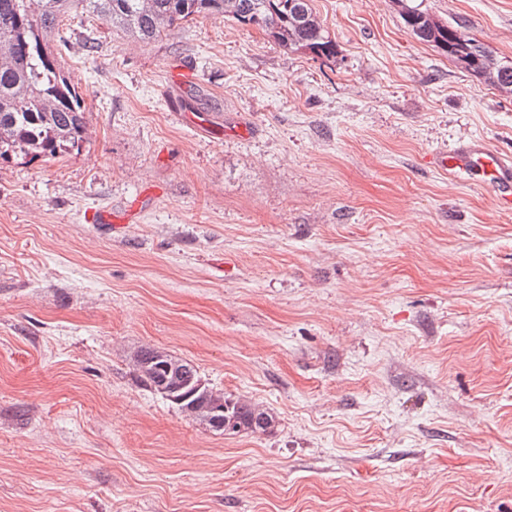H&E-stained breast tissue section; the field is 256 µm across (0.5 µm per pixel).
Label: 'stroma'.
Masks as SVG:
<instances>
[{"label": "stroma", "mask_w": 512, "mask_h": 512, "mask_svg": "<svg viewBox=\"0 0 512 512\" xmlns=\"http://www.w3.org/2000/svg\"><path fill=\"white\" fill-rule=\"evenodd\" d=\"M406 4L512 64V0H310L329 59L65 23L87 138L0 164V512H512V210L430 162L512 155V92ZM144 347L274 431L185 416ZM403 20L412 36L438 48L468 73L495 87L512 90V66L497 61L478 41L435 21L417 7L406 6Z\"/></svg>", "instance_id": "stroma-1"}]
</instances>
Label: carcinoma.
<instances>
[{
	"label": "carcinoma",
	"mask_w": 512,
	"mask_h": 512,
	"mask_svg": "<svg viewBox=\"0 0 512 512\" xmlns=\"http://www.w3.org/2000/svg\"><path fill=\"white\" fill-rule=\"evenodd\" d=\"M223 14L267 32L285 48H304L318 56L336 54V42L313 14L309 0H0V161L18 156L55 158L78 149L87 131L83 98L61 63L67 46L62 23L75 16L101 18L141 41L200 15ZM409 33L453 59L462 69L491 85L512 90V66L502 64L474 39L407 6ZM139 382L215 432H270L269 411L242 398L216 393L193 364L154 348L134 355Z\"/></svg>",
	"instance_id": "carcinoma-1"
}]
</instances>
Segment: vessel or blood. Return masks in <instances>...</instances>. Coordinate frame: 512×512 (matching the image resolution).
<instances>
[{
    "mask_svg": "<svg viewBox=\"0 0 512 512\" xmlns=\"http://www.w3.org/2000/svg\"><path fill=\"white\" fill-rule=\"evenodd\" d=\"M438 167L467 183H487L496 192L499 208L512 209V158L476 140L449 153L439 154Z\"/></svg>",
    "mask_w": 512,
    "mask_h": 512,
    "instance_id": "obj_1",
    "label": "vessel or blood"
}]
</instances>
